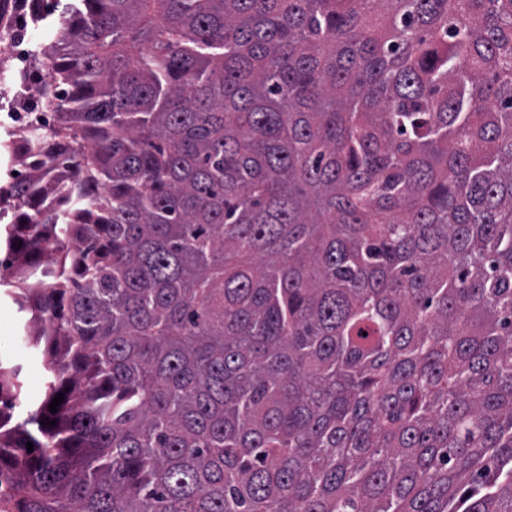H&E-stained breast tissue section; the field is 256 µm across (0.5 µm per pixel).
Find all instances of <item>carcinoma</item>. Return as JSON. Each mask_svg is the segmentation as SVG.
Segmentation results:
<instances>
[{
	"label": "carcinoma",
	"mask_w": 512,
	"mask_h": 512,
	"mask_svg": "<svg viewBox=\"0 0 512 512\" xmlns=\"http://www.w3.org/2000/svg\"><path fill=\"white\" fill-rule=\"evenodd\" d=\"M37 57L0 512H512V0H78ZM6 287H0V358L22 365L29 393L36 394L42 375V359L20 346L19 319L17 306L5 294Z\"/></svg>",
	"instance_id": "carcinoma-1"
}]
</instances>
